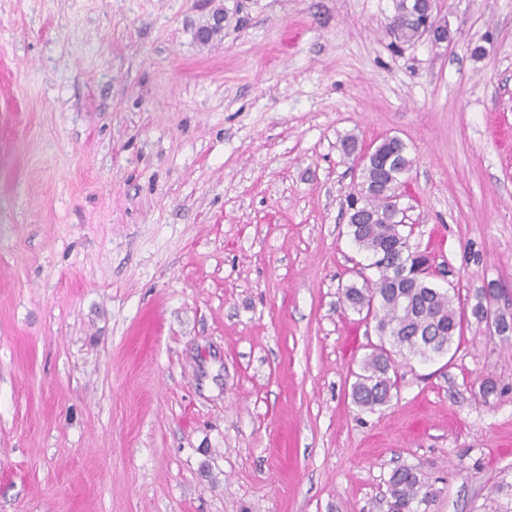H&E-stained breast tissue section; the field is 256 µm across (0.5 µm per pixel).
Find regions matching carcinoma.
Returning <instances> with one entry per match:
<instances>
[{"label": "carcinoma", "mask_w": 512, "mask_h": 512, "mask_svg": "<svg viewBox=\"0 0 512 512\" xmlns=\"http://www.w3.org/2000/svg\"><path fill=\"white\" fill-rule=\"evenodd\" d=\"M415 8V0H395L393 33L401 44L420 39L421 17ZM411 165L407 144L396 136L384 138L363 157L366 194L350 203L349 233L376 273L344 292L349 307L375 321L379 336L380 344L362 362L352 384L353 401L370 411L389 405L394 397L395 355L424 360L444 356L461 343L466 321L465 307L455 305L449 290L437 287L422 270L426 260L403 232L404 214L388 202ZM388 492L391 512H427L434 498L420 466L395 469Z\"/></svg>", "instance_id": "cac0c4a2"}]
</instances>
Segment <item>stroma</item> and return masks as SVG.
I'll return each instance as SVG.
<instances>
[{
    "mask_svg": "<svg viewBox=\"0 0 512 512\" xmlns=\"http://www.w3.org/2000/svg\"><path fill=\"white\" fill-rule=\"evenodd\" d=\"M435 12L438 47L393 0H0V512H387L402 465L512 512V340L351 397L345 136L407 144L411 246L512 317V0ZM418 0H395V21L393 33L395 39L401 44L412 43L420 39V26L424 30V36L435 39L442 31L440 24L433 17L434 0H426L422 4V17L415 14L416 3ZM422 20V22H421Z\"/></svg>",
    "mask_w": 512,
    "mask_h": 512,
    "instance_id": "obj_1",
    "label": "stroma"
}]
</instances>
